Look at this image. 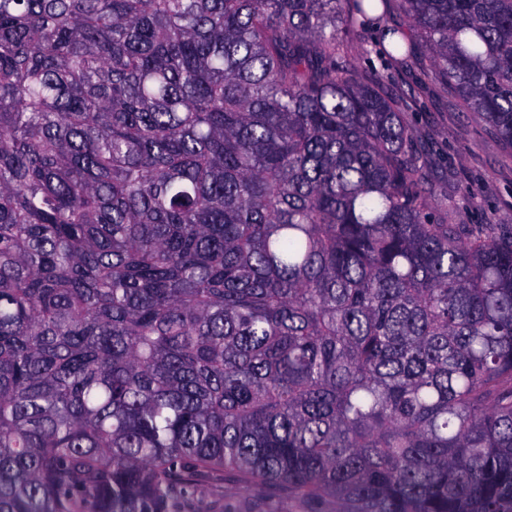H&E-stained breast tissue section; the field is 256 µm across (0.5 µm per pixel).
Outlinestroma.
<instances>
[{"instance_id": "35a3bbf8", "label": "stroma", "mask_w": 512, "mask_h": 512, "mask_svg": "<svg viewBox=\"0 0 512 512\" xmlns=\"http://www.w3.org/2000/svg\"><path fill=\"white\" fill-rule=\"evenodd\" d=\"M381 32L371 29L344 47L357 77L370 80L381 68ZM387 89L397 98L430 174L429 199L435 218L451 224L512 225V147L495 129L464 111L434 62L415 52L389 70ZM208 512H272L273 501L212 476Z\"/></svg>"}]
</instances>
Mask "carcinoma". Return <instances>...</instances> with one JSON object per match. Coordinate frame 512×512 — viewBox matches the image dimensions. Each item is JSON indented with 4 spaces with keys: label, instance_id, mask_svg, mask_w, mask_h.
Wrapping results in <instances>:
<instances>
[{
    "label": "carcinoma",
    "instance_id": "cac0c4a2",
    "mask_svg": "<svg viewBox=\"0 0 512 512\" xmlns=\"http://www.w3.org/2000/svg\"><path fill=\"white\" fill-rule=\"evenodd\" d=\"M369 7L0 0V512H512V225L433 216ZM400 11L512 146V0ZM380 47H382L381 32L378 27H374L365 34V41L354 40L344 46L345 55L355 67L357 77L364 80L374 79L376 71L381 70ZM207 512H245L249 507L258 512L273 510L274 502L263 495L239 489L235 484L214 475L208 480Z\"/></svg>",
    "mask_w": 512,
    "mask_h": 512
}]
</instances>
